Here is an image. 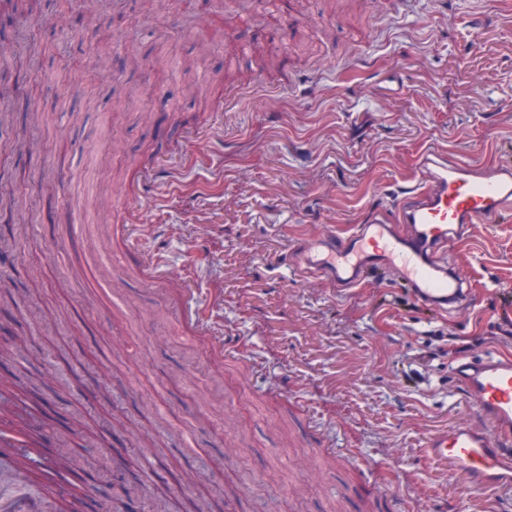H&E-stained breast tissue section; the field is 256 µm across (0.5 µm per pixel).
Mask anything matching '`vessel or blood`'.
Returning a JSON list of instances; mask_svg holds the SVG:
<instances>
[{"label":"vessel or blood","instance_id":"b4317fda","mask_svg":"<svg viewBox=\"0 0 512 512\" xmlns=\"http://www.w3.org/2000/svg\"><path fill=\"white\" fill-rule=\"evenodd\" d=\"M393 215L376 213L367 223L310 237L297 272L329 277L350 287L364 276L391 274L414 298L437 310L465 301L460 273L447 271L438 254L464 225L495 220L512 209V162L474 165L449 162L434 150L421 155L416 184L398 187ZM128 247L139 254L148 278L167 265L145 247L144 227H128ZM452 381L479 418L431 432L425 448L448 463L473 492L512 485V356L487 354L454 365ZM0 512H42L28 476L0 458Z\"/></svg>","mask_w":512,"mask_h":512}]
</instances>
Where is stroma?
Instances as JSON below:
<instances>
[{"mask_svg": "<svg viewBox=\"0 0 512 512\" xmlns=\"http://www.w3.org/2000/svg\"><path fill=\"white\" fill-rule=\"evenodd\" d=\"M158 3L54 0L0 31V400L48 430L13 456L50 512H512L424 452L475 417L452 364L512 355V215L449 241L471 298L450 312L266 264L367 223L424 147L512 157V0ZM154 164L161 190L124 200ZM126 224L154 225L166 286ZM185 278L236 360L184 330Z\"/></svg>", "mask_w": 512, "mask_h": 512, "instance_id": "35a3bbf8", "label": "stroma"}]
</instances>
